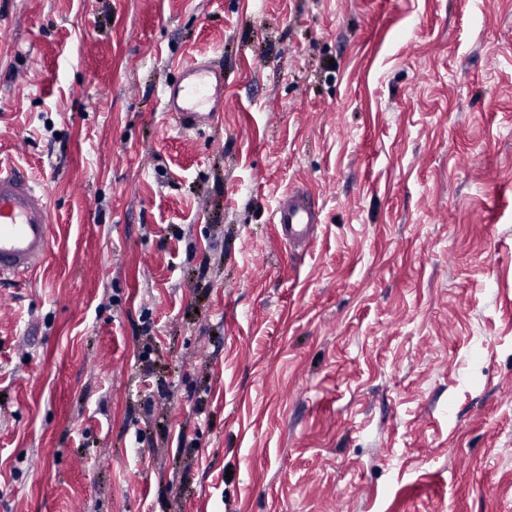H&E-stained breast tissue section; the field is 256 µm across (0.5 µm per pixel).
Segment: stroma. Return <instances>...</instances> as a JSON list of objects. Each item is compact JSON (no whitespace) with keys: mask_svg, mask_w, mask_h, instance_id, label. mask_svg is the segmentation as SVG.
Here are the masks:
<instances>
[{"mask_svg":"<svg viewBox=\"0 0 512 512\" xmlns=\"http://www.w3.org/2000/svg\"><path fill=\"white\" fill-rule=\"evenodd\" d=\"M0 163V512H512V0H0ZM224 94V74L210 64L194 59L184 68L182 79L162 89L165 112H171L183 129L206 122L219 111ZM50 237L44 194L20 171L0 168V279L38 266ZM273 223L280 225L282 239L289 246H301L320 223L319 211L309 196L289 190L273 211Z\"/></svg>","mask_w":512,"mask_h":512,"instance_id":"35a3bbf8","label":"stroma"}]
</instances>
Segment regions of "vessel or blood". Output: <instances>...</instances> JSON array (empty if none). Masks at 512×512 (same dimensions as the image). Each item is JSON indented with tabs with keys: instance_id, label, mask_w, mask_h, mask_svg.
Listing matches in <instances>:
<instances>
[{
	"instance_id": "vessel-or-blood-1",
	"label": "vessel or blood",
	"mask_w": 512,
	"mask_h": 512,
	"mask_svg": "<svg viewBox=\"0 0 512 512\" xmlns=\"http://www.w3.org/2000/svg\"><path fill=\"white\" fill-rule=\"evenodd\" d=\"M224 92V76L210 64L190 61L179 83L162 89L165 111L177 123L191 129L218 112ZM273 221L283 240L303 245L320 222L319 211L306 194L288 191L278 201ZM51 237L44 194L20 171L0 168V277L21 276L46 257Z\"/></svg>"
}]
</instances>
